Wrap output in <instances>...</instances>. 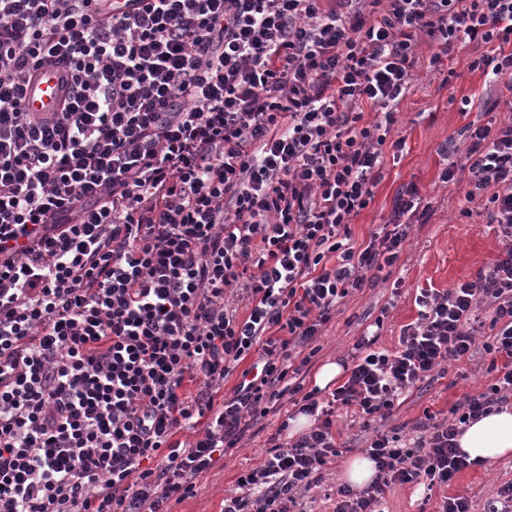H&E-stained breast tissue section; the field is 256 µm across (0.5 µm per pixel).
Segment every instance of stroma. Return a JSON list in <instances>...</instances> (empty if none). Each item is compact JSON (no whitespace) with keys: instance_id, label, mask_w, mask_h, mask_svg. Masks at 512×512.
<instances>
[{"instance_id":"stroma-1","label":"stroma","mask_w":512,"mask_h":512,"mask_svg":"<svg viewBox=\"0 0 512 512\" xmlns=\"http://www.w3.org/2000/svg\"><path fill=\"white\" fill-rule=\"evenodd\" d=\"M419 52L413 87L398 108L390 134L391 140H403L404 145L395 155L386 156L374 196L351 226V239L362 242L378 225L389 223L398 197L410 186L429 204L430 217L426 223L412 224L389 280L354 292L338 308L317 341L319 351L303 381L305 389L313 388V375L325 363L350 362L352 348L363 334L378 333V348L394 351L402 328L418 316L415 298L420 291H441L474 279L500 248L497 227L490 224L482 202L464 198V174H457L455 182L446 185L440 173L442 147L457 138L464 126L487 123L486 102L505 98L506 90L502 82L469 70V58L476 52L473 45H455L448 64L457 76L446 87L441 74L429 66L428 47L420 46ZM464 208L469 209V216H461ZM378 320L383 326L377 331L373 325ZM492 361V355L480 349L469 361L440 367L430 381L405 393L401 406L383 421V431L413 442L421 434L419 424L426 415L445 419L459 398L481 392L492 383ZM281 422L275 414L263 418L255 434L246 435L240 447L229 449L223 460L199 477L194 496L174 505L173 512H222L225 497L237 490L238 475L262 462L267 441ZM334 428L342 452L327 465L324 487L336 489L343 484L347 462L363 454L372 432L363 428L350 408L337 410ZM511 483L512 456L469 466L446 485L393 486L385 491L382 507L384 512H441L445 498L462 496L469 512H487L489 502Z\"/></svg>"}]
</instances>
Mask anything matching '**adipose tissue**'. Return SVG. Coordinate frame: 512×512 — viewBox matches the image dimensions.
Here are the masks:
<instances>
[{"mask_svg":"<svg viewBox=\"0 0 512 512\" xmlns=\"http://www.w3.org/2000/svg\"><path fill=\"white\" fill-rule=\"evenodd\" d=\"M458 444L472 462L512 455V409H503L471 423Z\"/></svg>","mask_w":512,"mask_h":512,"instance_id":"adipose-tissue-1","label":"adipose tissue"}]
</instances>
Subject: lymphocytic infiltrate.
<instances>
[{
    "label": "lymphocytic infiltrate",
    "mask_w": 512,
    "mask_h": 512,
    "mask_svg": "<svg viewBox=\"0 0 512 512\" xmlns=\"http://www.w3.org/2000/svg\"><path fill=\"white\" fill-rule=\"evenodd\" d=\"M343 2L0 0V512H172L260 418L318 414L224 499L293 512L339 455L337 408L389 417L442 362L472 357L486 305L494 383L422 422L412 447L376 433L370 488H340L334 512L467 468L458 436L512 396V119L467 125L444 150L441 181L464 172L466 201L485 197L498 227L488 269L422 291L395 352L361 337L326 401L288 373L397 263L419 214L412 187L392 224L351 240L420 38L433 67L456 43L482 47L468 68L505 80L512 110V0ZM47 63L59 106L28 111Z\"/></svg>",
    "instance_id": "obj_1"
}]
</instances>
